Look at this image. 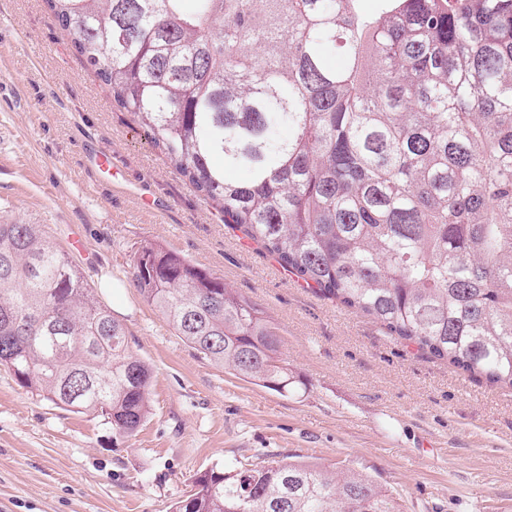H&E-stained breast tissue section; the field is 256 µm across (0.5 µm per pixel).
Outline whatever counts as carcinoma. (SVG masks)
Masks as SVG:
<instances>
[{
    "mask_svg": "<svg viewBox=\"0 0 512 512\" xmlns=\"http://www.w3.org/2000/svg\"><path fill=\"white\" fill-rule=\"evenodd\" d=\"M46 2L224 223L390 335L512 390V0ZM132 268L202 358L289 391L255 304L157 243ZM0 366L120 435L148 414L151 368L37 224H0ZM193 486L173 512H401L363 473L275 456Z\"/></svg>",
    "mask_w": 512,
    "mask_h": 512,
    "instance_id": "carcinoma-1",
    "label": "carcinoma"
}]
</instances>
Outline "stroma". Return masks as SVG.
Returning <instances> with one entry per match:
<instances>
[{"label":"stroma","mask_w":512,"mask_h":512,"mask_svg":"<svg viewBox=\"0 0 512 512\" xmlns=\"http://www.w3.org/2000/svg\"><path fill=\"white\" fill-rule=\"evenodd\" d=\"M111 154L121 182L90 158ZM40 225L153 369L124 437L0 369V512H173L196 473L266 456L368 473L403 512H512V390L455 371L298 281L225 224L112 100L44 0H0V221ZM80 248H73V240ZM260 306L282 395L202 359L133 282L147 241Z\"/></svg>","instance_id":"stroma-1"}]
</instances>
